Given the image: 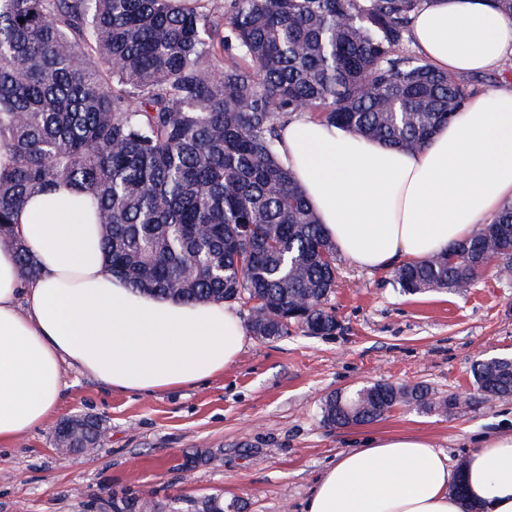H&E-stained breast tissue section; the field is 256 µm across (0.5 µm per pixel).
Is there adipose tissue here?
Segmentation results:
<instances>
[{
	"instance_id": "adipose-tissue-1",
	"label": "adipose tissue",
	"mask_w": 512,
	"mask_h": 512,
	"mask_svg": "<svg viewBox=\"0 0 512 512\" xmlns=\"http://www.w3.org/2000/svg\"><path fill=\"white\" fill-rule=\"evenodd\" d=\"M411 39L437 71L485 74L512 57V18L485 0H432ZM278 152L344 258L367 270L422 260L512 200V84L471 94L417 152L301 114L281 127ZM12 230L37 273L23 277L0 243V444L49 421L66 370L163 392L223 374L248 341L225 302L145 294L113 276L90 197L71 185L29 197ZM305 512H512V433L461 469L426 437L372 439L326 468Z\"/></svg>"
}]
</instances>
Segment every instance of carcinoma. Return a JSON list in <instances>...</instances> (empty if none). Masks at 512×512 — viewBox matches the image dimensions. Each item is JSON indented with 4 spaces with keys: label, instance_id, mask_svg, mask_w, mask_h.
Segmentation results:
<instances>
[{
    "label": "carcinoma",
    "instance_id": "carcinoma-1",
    "mask_svg": "<svg viewBox=\"0 0 512 512\" xmlns=\"http://www.w3.org/2000/svg\"><path fill=\"white\" fill-rule=\"evenodd\" d=\"M431 0H0V242L25 199L68 183L91 196L112 274L183 301H236L257 336H328L338 253L278 155L296 112L408 151L471 93L405 49ZM24 22H19V19ZM512 267V202L447 251L405 263V294H464L476 258ZM483 398L512 396V359L480 360ZM414 407L448 406L416 385ZM408 405L375 382L323 401L334 427ZM68 446L99 437L65 420Z\"/></svg>",
    "mask_w": 512,
    "mask_h": 512
}]
</instances>
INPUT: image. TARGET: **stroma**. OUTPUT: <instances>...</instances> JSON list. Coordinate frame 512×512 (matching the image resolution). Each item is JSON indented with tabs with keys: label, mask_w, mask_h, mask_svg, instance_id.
<instances>
[{
	"label": "stroma",
	"mask_w": 512,
	"mask_h": 512,
	"mask_svg": "<svg viewBox=\"0 0 512 512\" xmlns=\"http://www.w3.org/2000/svg\"><path fill=\"white\" fill-rule=\"evenodd\" d=\"M330 336H250L222 375L156 394L122 392L69 370L53 423L91 414L104 447L63 458L49 427L0 445V512H117L137 500L155 512H303L324 467L370 436L427 437L453 461L482 439L512 433V397L476 399L472 369L512 357V279L482 272L464 295H408L391 270L339 264ZM377 381L422 384L433 397L469 398L443 414L399 407L384 418L331 428L324 398Z\"/></svg>",
	"instance_id": "obj_1"
}]
</instances>
